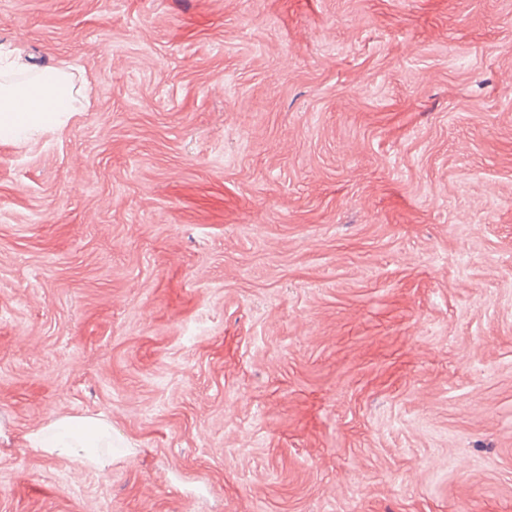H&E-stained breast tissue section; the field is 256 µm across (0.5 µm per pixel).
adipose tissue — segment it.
I'll use <instances>...</instances> for the list:
<instances>
[{"label":"adipose tissue","instance_id":"ef3b65f1","mask_svg":"<svg viewBox=\"0 0 512 512\" xmlns=\"http://www.w3.org/2000/svg\"><path fill=\"white\" fill-rule=\"evenodd\" d=\"M70 76L47 69L24 82L0 79V140L23 142L34 129L55 121L63 101L73 100ZM112 439V427L96 417L61 416L33 432L29 440L43 454L68 458L86 468L104 470L110 458L100 449Z\"/></svg>","mask_w":512,"mask_h":512}]
</instances>
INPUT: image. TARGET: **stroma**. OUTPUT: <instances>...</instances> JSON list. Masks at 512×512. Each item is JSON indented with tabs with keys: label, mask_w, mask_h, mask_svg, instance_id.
Wrapping results in <instances>:
<instances>
[{
	"label": "stroma",
	"mask_w": 512,
	"mask_h": 512,
	"mask_svg": "<svg viewBox=\"0 0 512 512\" xmlns=\"http://www.w3.org/2000/svg\"><path fill=\"white\" fill-rule=\"evenodd\" d=\"M79 111L0 141V512H512V0H0ZM112 424V467L26 441Z\"/></svg>",
	"instance_id": "1"
}]
</instances>
